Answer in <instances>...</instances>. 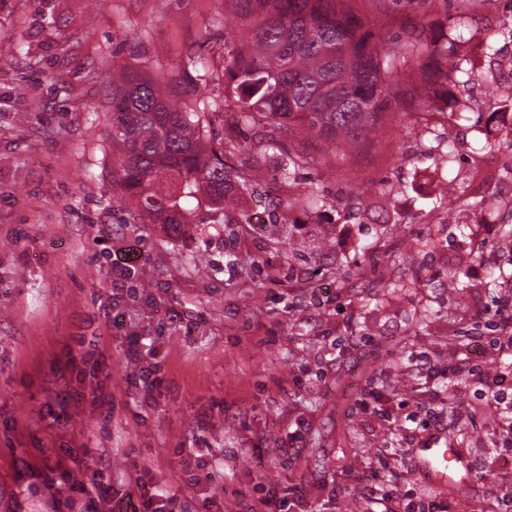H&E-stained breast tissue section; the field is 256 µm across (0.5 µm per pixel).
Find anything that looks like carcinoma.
I'll return each instance as SVG.
<instances>
[{"instance_id":"1","label":"carcinoma","mask_w":512,"mask_h":512,"mask_svg":"<svg viewBox=\"0 0 512 512\" xmlns=\"http://www.w3.org/2000/svg\"><path fill=\"white\" fill-rule=\"evenodd\" d=\"M352 0H225L245 38L224 42L225 94L248 122L268 121L285 165L307 162L286 150L296 136L356 143L379 131L409 92L400 61L415 44L385 50L387 33L357 14ZM112 185L136 203L137 219L168 233L222 222L241 182L224 163L234 142L209 136V99L200 86L133 65L112 67ZM202 195L193 216L183 198Z\"/></svg>"}]
</instances>
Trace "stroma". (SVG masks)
<instances>
[{"mask_svg":"<svg viewBox=\"0 0 512 512\" xmlns=\"http://www.w3.org/2000/svg\"><path fill=\"white\" fill-rule=\"evenodd\" d=\"M88 4L0 0V512H50L39 464L63 448L79 481L119 492L141 476L265 512V482L300 486L305 512H382L389 479L427 488L436 433L472 465L448 512H512V468L493 463L512 435L481 382L512 378L494 348L512 293V0H355L404 42L426 44L433 22L462 75L425 82L409 53L411 97L378 136L295 139L308 162L290 176L273 127L209 113L246 183L223 223L183 237L126 221L108 76L223 74L234 19L224 0ZM123 245L141 254L126 280L108 258ZM132 332L157 348L159 389L130 382ZM452 336L478 337L474 357L449 359ZM82 348L102 352L98 376L68 367ZM194 454L210 472L197 484Z\"/></svg>","mask_w":512,"mask_h":512,"instance_id":"35a3bbf8","label":"stroma"}]
</instances>
